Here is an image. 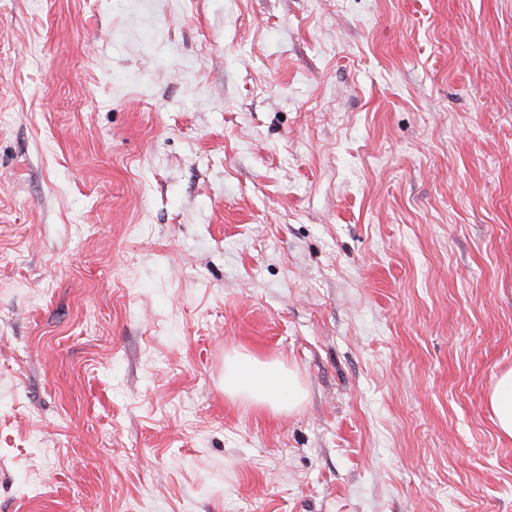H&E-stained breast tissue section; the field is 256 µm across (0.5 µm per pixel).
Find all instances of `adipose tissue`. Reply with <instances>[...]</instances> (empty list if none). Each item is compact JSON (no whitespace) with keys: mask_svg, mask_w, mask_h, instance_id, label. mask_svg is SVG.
I'll return each instance as SVG.
<instances>
[{"mask_svg":"<svg viewBox=\"0 0 512 512\" xmlns=\"http://www.w3.org/2000/svg\"><path fill=\"white\" fill-rule=\"evenodd\" d=\"M224 391L276 411L293 410L305 399V391L293 370L277 360H261L238 353L224 370ZM501 439L512 442V367L500 371L487 394Z\"/></svg>","mask_w":512,"mask_h":512,"instance_id":"ef3b65f1","label":"adipose tissue"}]
</instances>
